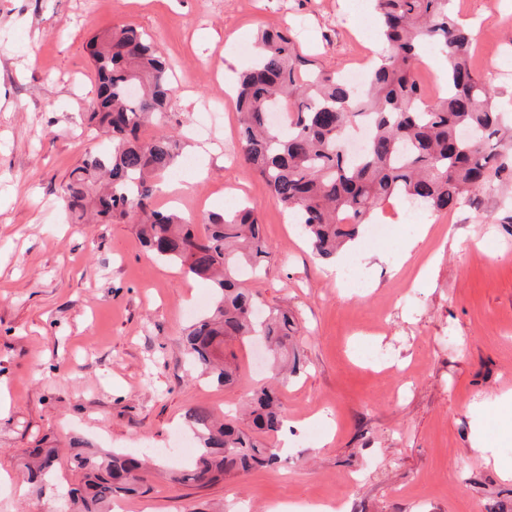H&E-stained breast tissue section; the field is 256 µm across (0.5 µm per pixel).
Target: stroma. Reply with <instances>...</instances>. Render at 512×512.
<instances>
[{
    "label": "stroma",
    "mask_w": 512,
    "mask_h": 512,
    "mask_svg": "<svg viewBox=\"0 0 512 512\" xmlns=\"http://www.w3.org/2000/svg\"><path fill=\"white\" fill-rule=\"evenodd\" d=\"M496 47L476 53V73L512 111V0H452ZM369 0H0V512H59L78 482L67 459L56 480L27 484L18 451L78 438L96 448L146 453L145 491L118 498L123 512H512V437L499 433L498 399L512 393V224L497 191L438 217L399 271L360 268L365 290L330 277L265 182L236 156L238 123L225 76L251 57L260 29L290 30L327 70L363 66L378 51L361 31L376 25ZM126 24L152 35L176 92L160 127L183 134L195 160L169 177L162 207L191 223L225 208L254 206L272 246L265 275L250 280L263 307L293 312L303 369L283 387L291 446L274 468L204 488L173 482L191 442L184 415L195 405L237 409L266 373L253 348L234 350L242 385L190 375L181 343L208 283L151 258L136 227L90 224L60 206L61 187L102 138L83 124L96 75L88 40ZM390 251L409 215L382 205ZM433 261L432 276L418 281ZM498 466L472 448L476 425ZM24 493H17V486Z\"/></svg>",
    "instance_id": "35a3bbf8"
}]
</instances>
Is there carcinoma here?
I'll return each mask as SVG.
<instances>
[{
    "label": "carcinoma",
    "instance_id": "obj_1",
    "mask_svg": "<svg viewBox=\"0 0 512 512\" xmlns=\"http://www.w3.org/2000/svg\"><path fill=\"white\" fill-rule=\"evenodd\" d=\"M451 0H372L379 21L381 64L363 88L340 70L317 68L290 33L264 28L257 54L236 97L244 162L272 197L301 225L314 253L331 258L374 221L380 206L401 199L434 212H452L488 188L512 186V130L495 90L473 70L475 34L458 22ZM97 76L88 126L110 148L89 151L61 188L66 211L111 224L136 225L146 251L211 283L209 309L184 331L186 356L199 375L224 387L242 380L229 343L260 338L270 361L266 381L249 392V424L223 421L205 406L185 412L198 449L177 481L206 486L230 474L273 467L279 449L264 438L280 433L286 414L280 386L302 366L293 347V317L270 308L256 318L258 296L243 287V271L266 270L272 248L255 211L235 208L207 216L199 233L179 211L154 206L159 180L179 164L178 136L142 129L160 123L175 88L158 43L129 26H114L89 42ZM437 50L438 81L446 91L429 104L412 62ZM288 105V127L267 120ZM354 126L367 128L366 148L354 157L341 142ZM349 217L344 223L341 217ZM28 480L56 478L58 450L22 451ZM70 465L81 476L63 512H110L112 496L144 487L147 456L77 448Z\"/></svg>",
    "mask_w": 512,
    "mask_h": 512
}]
</instances>
